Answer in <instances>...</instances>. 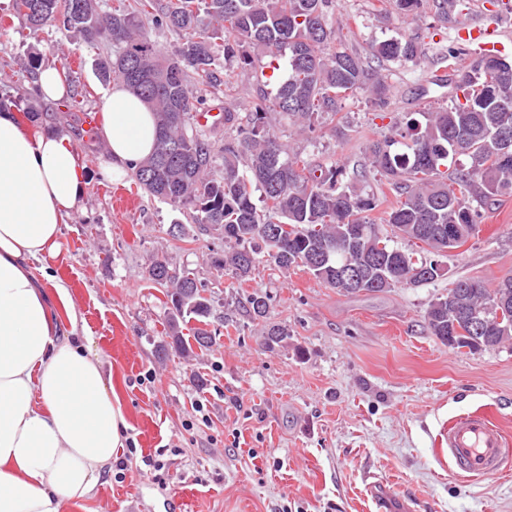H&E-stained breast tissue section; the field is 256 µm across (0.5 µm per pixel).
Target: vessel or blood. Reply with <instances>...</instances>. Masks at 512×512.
<instances>
[{
	"mask_svg": "<svg viewBox=\"0 0 512 512\" xmlns=\"http://www.w3.org/2000/svg\"><path fill=\"white\" fill-rule=\"evenodd\" d=\"M470 37L485 52H503L512 47V37L495 27L474 26ZM447 441L454 476L481 480L512 472V437L485 413L453 417L448 423ZM370 488L379 512H412L410 502L389 493L383 481L371 482Z\"/></svg>",
	"mask_w": 512,
	"mask_h": 512,
	"instance_id": "b4317fda",
	"label": "vessel or blood"
}]
</instances>
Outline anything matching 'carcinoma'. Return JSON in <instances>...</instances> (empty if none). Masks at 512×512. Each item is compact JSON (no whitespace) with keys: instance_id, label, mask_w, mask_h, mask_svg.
<instances>
[{"instance_id":"carcinoma-1","label":"carcinoma","mask_w":512,"mask_h":512,"mask_svg":"<svg viewBox=\"0 0 512 512\" xmlns=\"http://www.w3.org/2000/svg\"><path fill=\"white\" fill-rule=\"evenodd\" d=\"M13 0L14 12L29 29L59 25L88 45L112 44V55L98 62L106 83L118 82L154 112L158 126L154 153L133 168L135 183L148 195L174 206L191 207L202 233L224 239V253L211 265L239 282L257 263L279 269L301 267L327 286L347 294L385 292L397 286L420 288L441 278L439 263L475 236L498 198L512 195V147L502 153L498 134L512 131V68L484 70L493 58L479 53L454 70L443 84L459 96L451 104L421 112L368 143L365 162L353 179L379 177L395 197L381 217L373 193L343 183L335 163L313 165L291 154L270 125L279 115L311 131L323 115L341 111L347 96L363 91L382 111L390 103L387 65L434 66L420 36L389 38L365 53L338 41L328 23L334 0ZM395 11L416 16L423 0H392ZM177 36L160 54L148 28ZM286 69L276 92L257 91L244 112L224 109L221 153L194 114L218 92L232 90L235 76ZM420 244L421 253L399 247ZM366 271L355 288L340 270ZM149 278L170 286L172 315L159 358L174 351L190 357L179 335V320L198 322L211 315L205 284L188 270L175 271L155 259ZM247 312L268 315V297L252 293ZM485 320L480 345L466 341L465 315ZM426 330L451 349H493L512 341V274L494 288L470 277L455 279L428 306ZM288 333L266 324L263 343L273 349Z\"/></svg>"}]
</instances>
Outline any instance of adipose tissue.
Returning a JSON list of instances; mask_svg holds the SVG:
<instances>
[{
  "mask_svg": "<svg viewBox=\"0 0 512 512\" xmlns=\"http://www.w3.org/2000/svg\"><path fill=\"white\" fill-rule=\"evenodd\" d=\"M103 100L107 172L120 176L152 154L155 119L122 84ZM85 186L69 137L0 110V512H60L94 499L128 439L111 373L56 319L55 305L73 306L68 289L44 287L33 273L57 251Z\"/></svg>",
  "mask_w": 512,
  "mask_h": 512,
  "instance_id": "ef3b65f1",
  "label": "adipose tissue"
}]
</instances>
